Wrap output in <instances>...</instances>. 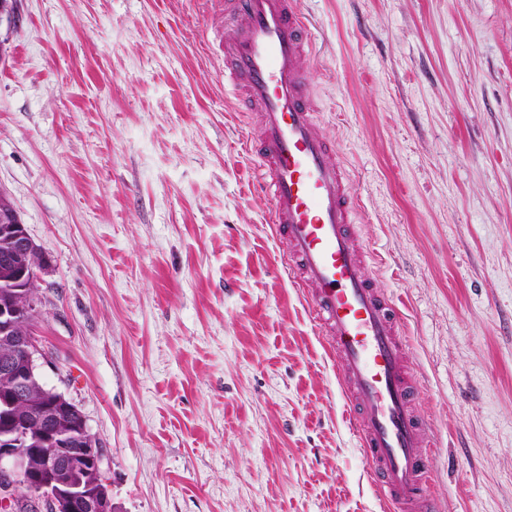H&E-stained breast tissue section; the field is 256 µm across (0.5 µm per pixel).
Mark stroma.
<instances>
[{
  "label": "stroma",
  "instance_id": "1",
  "mask_svg": "<svg viewBox=\"0 0 512 512\" xmlns=\"http://www.w3.org/2000/svg\"><path fill=\"white\" fill-rule=\"evenodd\" d=\"M443 512H512V0H298ZM224 0H16L0 190L116 512H390L242 147Z\"/></svg>",
  "mask_w": 512,
  "mask_h": 512
}]
</instances>
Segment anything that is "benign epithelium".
<instances>
[{
  "instance_id": "benign-epithelium-1",
  "label": "benign epithelium",
  "mask_w": 512,
  "mask_h": 512,
  "mask_svg": "<svg viewBox=\"0 0 512 512\" xmlns=\"http://www.w3.org/2000/svg\"><path fill=\"white\" fill-rule=\"evenodd\" d=\"M0 341L8 345L12 355L0 360V372L9 377L18 393L26 392L33 371L39 346L35 339L34 325L40 315L38 300L26 294L28 288L38 283L44 268V259L29 237L20 215L10 197L0 190ZM26 299L31 318L19 324L15 301ZM74 412L58 396L43 406L42 434L49 450L44 453L43 478L32 467L31 452L19 447V441L0 438V509L8 510L19 487L27 489V498L41 501L52 509L64 508L67 512H112V502L101 487L83 483L75 478L84 464L93 461L98 444L85 440L77 445L67 432L65 416Z\"/></svg>"
}]
</instances>
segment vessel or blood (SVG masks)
I'll list each match as a JSON object with an SVG mask.
<instances>
[{"instance_id": "1", "label": "vessel or blood", "mask_w": 512, "mask_h": 512, "mask_svg": "<svg viewBox=\"0 0 512 512\" xmlns=\"http://www.w3.org/2000/svg\"><path fill=\"white\" fill-rule=\"evenodd\" d=\"M224 84L250 112L249 147L287 271L303 289L380 496L396 512H441L424 420L407 359L402 314L365 274L368 252L353 217L343 161H331L306 88L309 20L297 0H227Z\"/></svg>"}]
</instances>
